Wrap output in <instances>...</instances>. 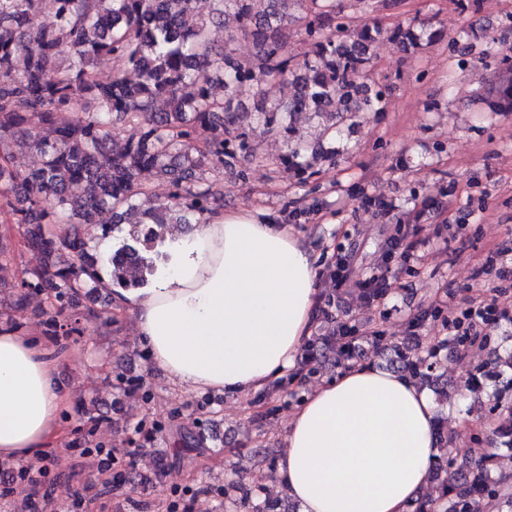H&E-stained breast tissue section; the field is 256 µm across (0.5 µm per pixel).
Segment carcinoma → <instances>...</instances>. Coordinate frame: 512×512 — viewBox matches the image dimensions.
<instances>
[{"label":"carcinoma","mask_w":512,"mask_h":512,"mask_svg":"<svg viewBox=\"0 0 512 512\" xmlns=\"http://www.w3.org/2000/svg\"><path fill=\"white\" fill-rule=\"evenodd\" d=\"M39 0H0V214L22 229L24 244L43 256L17 287L42 291L58 303L48 326L53 335L70 336L59 317L86 298H112L115 289L149 283L157 249L171 224H200L221 208L220 173L224 159L248 149L240 124L238 91L254 89L252 130L288 136L281 164L302 179L313 175L321 160L336 159V121L358 112H381L385 90L369 78L371 47L380 35L377 24L354 25L336 13L334 0H212L211 16L197 10V0H56L55 20L37 19ZM304 27L307 50L295 52L288 27ZM224 27L221 47L209 37L212 25ZM456 44L453 65L472 55L470 32ZM435 32L397 26L393 37L405 49ZM239 38L252 40V62L233 55ZM99 56L112 60V80L100 82L93 71ZM55 77L44 78L49 68ZM293 86L288 99L266 106L279 83ZM490 112H512V56L503 55L490 99ZM300 112L331 115L324 142L309 146L291 136ZM72 117L57 123L56 117ZM140 129L136 139L117 142L115 122ZM22 135L40 156L36 167H24L1 152L8 140ZM151 171L167 182V199L158 201L139 177ZM101 210L112 212L109 234L129 226L128 237L112 251L109 282L102 281L99 258L77 233L58 239L48 224H94ZM334 320L327 335L308 344L319 364L340 366L354 358L358 337L346 322ZM375 345L392 353L391 365L413 376L448 403V383L438 374L444 337L422 351L397 345L377 333ZM512 390L488 393L492 410L502 416L494 428L491 451L477 461H458L448 436L436 435L440 454L431 484L438 495L420 498L410 512H481L494 500L499 512H512V478L503 470L498 450H512ZM231 512H279L278 502L246 491L224 496Z\"/></svg>","instance_id":"carcinoma-1"}]
</instances>
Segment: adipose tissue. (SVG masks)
Listing matches in <instances>:
<instances>
[{"instance_id":"obj_1","label":"adipose tissue","mask_w":512,"mask_h":512,"mask_svg":"<svg viewBox=\"0 0 512 512\" xmlns=\"http://www.w3.org/2000/svg\"><path fill=\"white\" fill-rule=\"evenodd\" d=\"M148 287L113 295L154 365L191 391L270 387L309 339L318 295L305 239L260 210L219 212L166 236ZM61 353L0 326V461L42 453L60 432L68 392ZM436 404L412 377L346 368L294 408L275 480L300 512H409L438 452Z\"/></svg>"}]
</instances>
